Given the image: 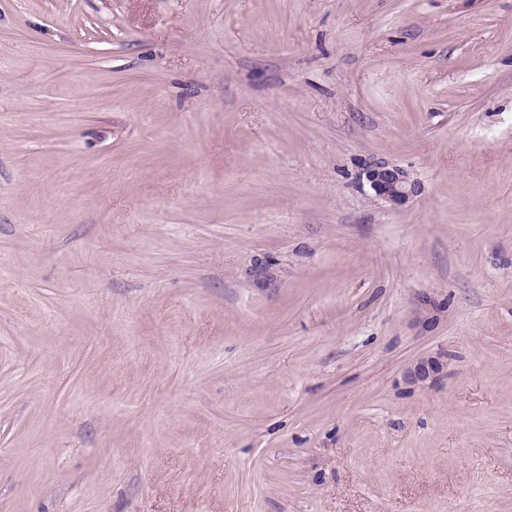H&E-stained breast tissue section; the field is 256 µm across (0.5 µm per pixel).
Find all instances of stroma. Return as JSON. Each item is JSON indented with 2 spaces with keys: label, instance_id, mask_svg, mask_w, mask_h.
<instances>
[{
  "label": "stroma",
  "instance_id": "35a3bbf8",
  "mask_svg": "<svg viewBox=\"0 0 512 512\" xmlns=\"http://www.w3.org/2000/svg\"><path fill=\"white\" fill-rule=\"evenodd\" d=\"M0 512H512V0H0ZM366 179L379 198L392 204H403L416 192L415 183L397 167H372L367 170Z\"/></svg>",
  "mask_w": 512,
  "mask_h": 512
}]
</instances>
